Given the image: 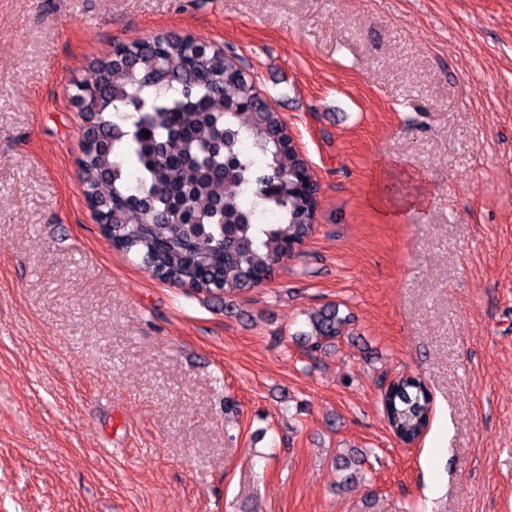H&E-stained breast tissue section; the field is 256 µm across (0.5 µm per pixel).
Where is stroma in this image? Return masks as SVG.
<instances>
[{"label": "stroma", "mask_w": 512, "mask_h": 512, "mask_svg": "<svg viewBox=\"0 0 512 512\" xmlns=\"http://www.w3.org/2000/svg\"><path fill=\"white\" fill-rule=\"evenodd\" d=\"M169 35L241 56L320 184L299 255L225 303L82 193L75 83ZM397 165L430 198L391 221ZM326 303L351 325L314 350ZM402 374L433 398L411 447ZM0 512H512V0H0ZM404 179L419 183L421 181L418 175L408 172L404 168L402 170H387L383 172L370 194V203L380 211L390 213L391 215L396 214L402 209L423 205L426 202L427 196L421 189H419L418 193L409 197H398L395 189L392 188V184ZM381 407L390 431L404 443H417L430 422L432 399L418 376H401L386 386Z\"/></svg>", "instance_id": "stroma-1"}]
</instances>
